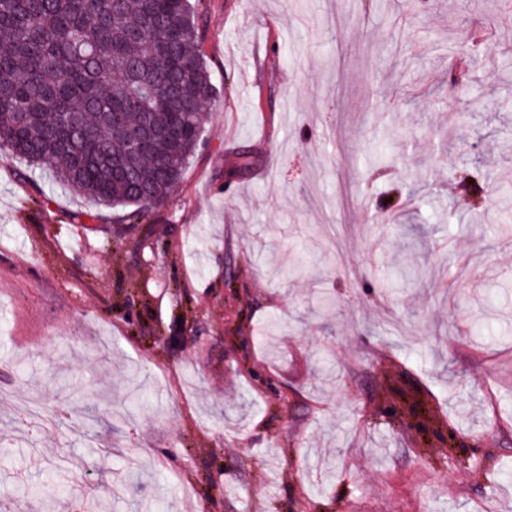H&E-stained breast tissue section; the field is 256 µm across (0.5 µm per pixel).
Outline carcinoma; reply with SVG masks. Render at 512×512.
I'll return each mask as SVG.
<instances>
[{"label": "carcinoma", "instance_id": "obj_1", "mask_svg": "<svg viewBox=\"0 0 512 512\" xmlns=\"http://www.w3.org/2000/svg\"><path fill=\"white\" fill-rule=\"evenodd\" d=\"M215 93L190 0H0V148L100 207L164 203ZM150 147L130 141L145 126ZM472 188L481 215L491 189Z\"/></svg>", "mask_w": 512, "mask_h": 512}]
</instances>
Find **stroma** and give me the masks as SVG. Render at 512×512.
<instances>
[{"label": "stroma", "instance_id": "stroma-1", "mask_svg": "<svg viewBox=\"0 0 512 512\" xmlns=\"http://www.w3.org/2000/svg\"><path fill=\"white\" fill-rule=\"evenodd\" d=\"M198 28L218 94L150 240L0 151V507L512 512V0ZM474 192L481 200V206H478L472 210L473 216L477 217L481 215L491 204L490 187L486 184L480 183L479 181L473 180L472 185L468 180H459L458 182H455V193L462 201H474Z\"/></svg>", "mask_w": 512, "mask_h": 512}]
</instances>
